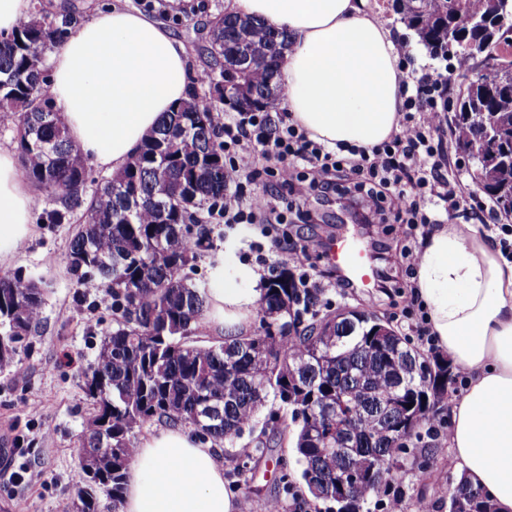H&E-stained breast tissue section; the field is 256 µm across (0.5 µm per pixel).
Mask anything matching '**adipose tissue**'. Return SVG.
I'll return each instance as SVG.
<instances>
[{
  "mask_svg": "<svg viewBox=\"0 0 512 512\" xmlns=\"http://www.w3.org/2000/svg\"><path fill=\"white\" fill-rule=\"evenodd\" d=\"M224 12L287 30L281 108L311 138L371 148L397 131L405 72L369 0H224ZM50 62L71 139L115 172L188 94L185 47L151 15L120 5L78 25ZM32 203L15 153L0 148V263L29 238ZM421 252L415 293L438 346L469 374L452 410L458 476L495 512H512V263L473 225L435 228ZM211 276L200 334L251 335L258 275L218 265ZM218 453L182 425L154 430L138 444L119 512H238Z\"/></svg>",
  "mask_w": 512,
  "mask_h": 512,
  "instance_id": "1",
  "label": "adipose tissue"
}]
</instances>
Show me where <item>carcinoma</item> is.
I'll list each match as a JSON object with an SVG mask.
<instances>
[{"label":"carcinoma","mask_w":512,"mask_h":512,"mask_svg":"<svg viewBox=\"0 0 512 512\" xmlns=\"http://www.w3.org/2000/svg\"><path fill=\"white\" fill-rule=\"evenodd\" d=\"M490 0H405L404 17L418 42L438 51L454 24L466 44L481 48L493 30L480 33L474 19L488 14ZM71 23L68 15L41 10L7 35L0 34V122L17 128L23 178L52 201L42 224H68L84 208L71 238L67 264L77 284H93L111 298L112 330L84 371L93 411L79 436L85 484L74 512H99L100 496L119 512L136 452L135 429L154 422L191 424L238 457L236 445L253 434L267 399L279 403L269 420L291 435L298 484L283 482L285 496L305 494L336 505V512H363L380 490L401 493L409 442L437 412L455 383L421 399L424 377L406 337L374 331L370 316L348 324L321 310L322 292L298 298L295 278L283 267L270 277L258 301L260 325L249 336L206 341L192 327L207 288L189 276L194 262L213 248L210 224L224 221V140L213 114L224 111L227 80L244 89L251 112L269 111L282 92L284 32L256 19L217 14L203 51L206 63L188 98L162 117L139 152L118 173L86 195L91 168L69 136L50 94L48 54ZM265 61L247 75L233 73L235 55ZM484 111L502 134L495 146L479 144L493 162L486 193L501 208L512 202V89L480 87L459 94L452 116L455 144L468 146L479 133L470 114ZM44 289L21 271L0 279V370H17L18 337L39 333ZM348 404L336 423V394ZM417 399L411 425L395 440L377 435L401 395ZM362 476L349 497L336 483L354 471ZM494 512L478 489L460 481L448 493Z\"/></svg>","instance_id":"cac0c4a2"}]
</instances>
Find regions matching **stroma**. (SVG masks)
<instances>
[{
    "mask_svg": "<svg viewBox=\"0 0 512 512\" xmlns=\"http://www.w3.org/2000/svg\"><path fill=\"white\" fill-rule=\"evenodd\" d=\"M122 4L162 22L186 48L193 69H201L198 49L205 42L208 20L223 12L224 0H122ZM300 205L309 213L308 223L214 225L213 249L197 260L193 278L209 281V267L217 257L231 268L267 276L270 268L287 265V239L307 237L315 244L310 273L318 280L333 269L324 256L329 242L351 233L368 251L382 252L379 267L391 280L411 283L400 262L402 242L389 236L376 239L369 227L352 223L355 208L347 199L311 191ZM79 222L75 216L67 224H33L22 249L0 265V275L19 269L48 288L42 328L27 341L21 371L0 372V437L22 438L27 450L12 462L0 457V512H66L84 484L77 439L92 406L82 372L112 327V310L104 291L77 286L67 269L68 243ZM255 242L263 245V254L251 251ZM326 298L330 311L365 312L404 335L413 321L406 298L386 296L378 287L356 288L343 297L331 288ZM249 465L254 473L252 486L259 493L249 495L252 486L242 483L237 490L250 496L253 512H266V502L275 498L282 473L297 471L290 440L280 441L273 457L253 459ZM20 469L26 475L18 485L10 474ZM457 480L449 453L417 457L404 480L402 512H416L422 503L433 505L434 512H448V490Z\"/></svg>",
    "mask_w": 512,
    "mask_h": 512,
    "instance_id": "obj_1",
    "label": "stroma"
}]
</instances>
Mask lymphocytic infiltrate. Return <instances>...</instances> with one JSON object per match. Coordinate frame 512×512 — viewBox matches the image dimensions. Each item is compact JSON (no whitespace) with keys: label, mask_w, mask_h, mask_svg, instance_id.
Instances as JSON below:
<instances>
[{"label":"lymphocytic infiltrate","mask_w":512,"mask_h":512,"mask_svg":"<svg viewBox=\"0 0 512 512\" xmlns=\"http://www.w3.org/2000/svg\"><path fill=\"white\" fill-rule=\"evenodd\" d=\"M449 82L437 75L402 84L399 129L370 149L342 142L329 147L268 112L218 115L224 133L225 223L281 224L289 216L304 221L302 210L283 202L309 188L359 200L364 223L385 216L390 232L403 240L417 227L434 228L448 215L470 211L443 141ZM263 175L272 180L270 190L243 196V183Z\"/></svg>","instance_id":"f902f5d3"}]
</instances>
